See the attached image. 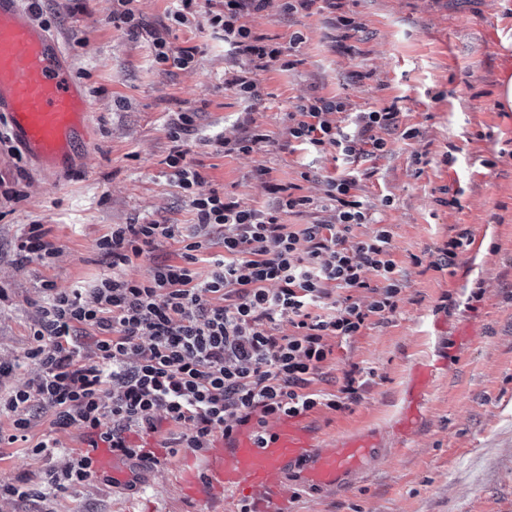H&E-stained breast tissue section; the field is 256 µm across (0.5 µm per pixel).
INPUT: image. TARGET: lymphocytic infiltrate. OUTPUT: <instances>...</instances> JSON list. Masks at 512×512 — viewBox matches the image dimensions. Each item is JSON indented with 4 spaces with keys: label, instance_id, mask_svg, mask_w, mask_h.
Wrapping results in <instances>:
<instances>
[{
    "label": "lymphocytic infiltrate",
    "instance_id": "lymphocytic-infiltrate-1",
    "mask_svg": "<svg viewBox=\"0 0 512 512\" xmlns=\"http://www.w3.org/2000/svg\"><path fill=\"white\" fill-rule=\"evenodd\" d=\"M117 2L114 22L146 35L156 63L179 70L193 65L197 47H172L166 30L137 17L133 0ZM193 2L179 0L170 20L223 31L239 62L225 78L226 88L258 99L260 74L281 62L286 46L249 25L268 0H205L198 8ZM346 109L333 97H298L287 114L283 149L328 154L346 164L382 156L397 109L359 112L352 125L342 126L336 116ZM194 129L193 112L175 113L168 123L173 147L165 159L190 200L194 231L157 222L113 225L98 243L112 259L111 274L86 292L43 284L47 299L26 353L39 374L0 403V415L10 419L9 430L0 429V446L26 439L36 405L52 409L53 419L33 455L58 447V431L81 429L86 448L65 468L48 471L52 491L76 488L94 475L88 451L98 443L126 459H147L131 437L160 433L165 422L175 427L163 436L165 447L201 452L251 422L261 429L269 419L319 406L348 409L358 393L354 371L346 372L338 392L320 387L332 339L387 320L403 300L391 227L373 224L354 173L327 180L329 220L296 229L284 223V214L313 203L299 195L298 184L270 185L275 203L262 208L202 191L204 178L182 147ZM366 224L370 233L357 238L355 228ZM216 227L224 230L223 251L210 257L211 271L202 279L195 265ZM162 240L179 243L178 262L157 263L145 277L129 276L128 267ZM82 329L95 335L91 349L78 340Z\"/></svg>",
    "mask_w": 512,
    "mask_h": 512
}]
</instances>
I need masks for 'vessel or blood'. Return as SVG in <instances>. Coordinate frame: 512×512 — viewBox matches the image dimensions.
Masks as SVG:
<instances>
[{
	"mask_svg": "<svg viewBox=\"0 0 512 512\" xmlns=\"http://www.w3.org/2000/svg\"><path fill=\"white\" fill-rule=\"evenodd\" d=\"M40 171H66L82 143L95 135L91 105L73 79L59 39L37 23L20 0H0V122ZM388 454L377 431L358 433L333 445L317 444L297 417L269 427L265 443L251 431L236 433L210 453L203 478L187 474L186 491L196 498L224 494L247 498L255 512H284L300 486L318 492L350 487ZM90 455L98 473L123 478L111 449Z\"/></svg>",
	"mask_w": 512,
	"mask_h": 512,
	"instance_id": "obj_1",
	"label": "vessel or blood"
}]
</instances>
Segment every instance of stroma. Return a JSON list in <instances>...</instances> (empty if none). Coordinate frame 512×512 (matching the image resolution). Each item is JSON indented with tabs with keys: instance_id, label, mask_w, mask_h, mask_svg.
I'll return each instance as SVG.
<instances>
[{
	"instance_id": "stroma-1",
	"label": "stroma",
	"mask_w": 512,
	"mask_h": 512,
	"mask_svg": "<svg viewBox=\"0 0 512 512\" xmlns=\"http://www.w3.org/2000/svg\"><path fill=\"white\" fill-rule=\"evenodd\" d=\"M336 9L284 15L280 0L250 24L255 33L293 47L294 68L273 66L260 76V97L247 102L224 87L235 60L222 31L172 26V46L198 49L193 68L156 64L150 43L112 22L115 0H24L45 29L66 45L72 72L92 106L95 138L73 170L46 176L34 169L0 124V400L35 379L27 361L45 294L89 287L111 274L112 260L97 243L116 224L157 221L189 227L188 198L164 160L174 113L196 112L184 147L205 179L258 208L271 205L268 183L301 184L314 206L284 215L288 224L328 219L317 202L325 180L342 168L332 158L281 150L286 114L296 97L342 98L352 113L396 106L399 129L386 153L359 176L357 193L376 220L391 225L394 257L402 267L406 301L386 323L372 325L334 346L328 392L351 365L368 370L358 402L346 410L318 407L304 416L319 441L359 429L383 433L391 455L362 482L333 493L296 489L289 512H512V106L503 83L512 77V0H339ZM354 18L358 31L335 20ZM495 26H488V17ZM270 137L247 155L227 156L208 141L232 139L241 112ZM413 137H406V130ZM269 168L267 181L257 167ZM310 172L302 181V172ZM390 205H383V198ZM43 225L58 249L50 265L25 261L15 243L28 225ZM487 224L490 235L476 258L460 253L443 272L413 265L461 229ZM473 325L475 336L460 332ZM434 368L423 415L407 436L394 426L410 403L415 365ZM52 412L31 420L28 442L0 447V486L28 480L44 486L45 473L62 468L83 435L61 432L49 456L29 443L47 432ZM148 460L129 461L125 480L97 474L80 487L42 498L0 496V512H239L236 499L201 501L182 488L187 472L202 471L208 455L170 451L161 437H144Z\"/></svg>"
}]
</instances>
